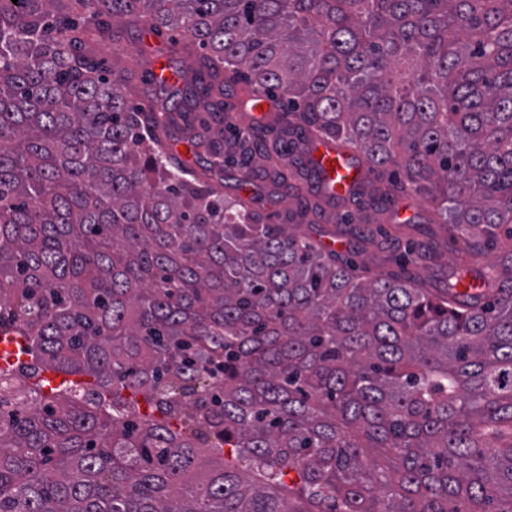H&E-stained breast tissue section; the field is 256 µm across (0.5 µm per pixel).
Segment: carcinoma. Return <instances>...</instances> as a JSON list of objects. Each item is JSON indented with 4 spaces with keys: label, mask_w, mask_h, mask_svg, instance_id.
<instances>
[{
    "label": "carcinoma",
    "mask_w": 512,
    "mask_h": 512,
    "mask_svg": "<svg viewBox=\"0 0 512 512\" xmlns=\"http://www.w3.org/2000/svg\"><path fill=\"white\" fill-rule=\"evenodd\" d=\"M104 16L207 55L143 112ZM239 81L492 258L433 294L224 199L264 127L167 131ZM1 332L0 512H512V0H0ZM200 117H207L206 112H182L181 116L176 115V127L172 130L171 138L168 141L170 152L177 154L188 165L196 167L192 154H187L185 143L182 140L185 134L207 137L212 134L216 125L209 131L206 126L199 122ZM23 350V341L20 337L12 334H0V363L2 368L23 360L24 354L19 356Z\"/></svg>",
    "instance_id": "cac0c4a2"
}]
</instances>
